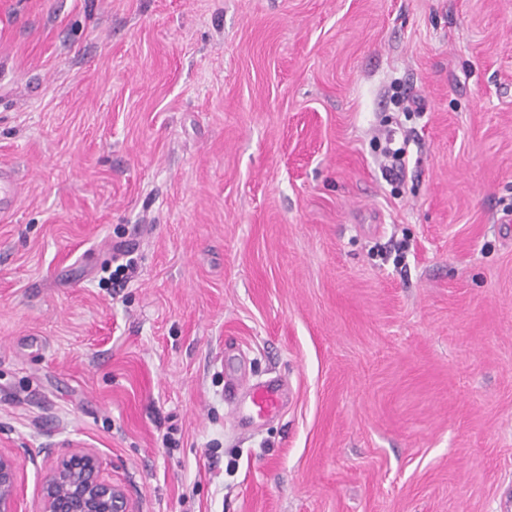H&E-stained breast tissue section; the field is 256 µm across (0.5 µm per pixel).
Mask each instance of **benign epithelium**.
<instances>
[{
  "label": "benign epithelium",
  "instance_id": "7a95c632",
  "mask_svg": "<svg viewBox=\"0 0 512 512\" xmlns=\"http://www.w3.org/2000/svg\"><path fill=\"white\" fill-rule=\"evenodd\" d=\"M19 461L0 449V512H15ZM39 512H135L125 492L105 480L97 453L81 448L53 463L44 478Z\"/></svg>",
  "mask_w": 512,
  "mask_h": 512
}]
</instances>
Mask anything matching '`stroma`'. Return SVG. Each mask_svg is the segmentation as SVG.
<instances>
[{"label":"stroma","instance_id":"stroma-1","mask_svg":"<svg viewBox=\"0 0 512 512\" xmlns=\"http://www.w3.org/2000/svg\"><path fill=\"white\" fill-rule=\"evenodd\" d=\"M2 165L1 449L136 512H512V0H0ZM407 141L408 138L405 136L402 144L398 146L396 144L395 132H391L385 139V145L382 148V153L390 163L388 168L393 176L400 177L404 170V157L406 154L404 146ZM283 405L282 387L274 382L266 384H252L249 387V402L240 409L238 416L243 417H269L279 411ZM39 512H136L125 492L105 480L94 450L81 448L53 463L44 478Z\"/></svg>","mask_w":512,"mask_h":512}]
</instances>
